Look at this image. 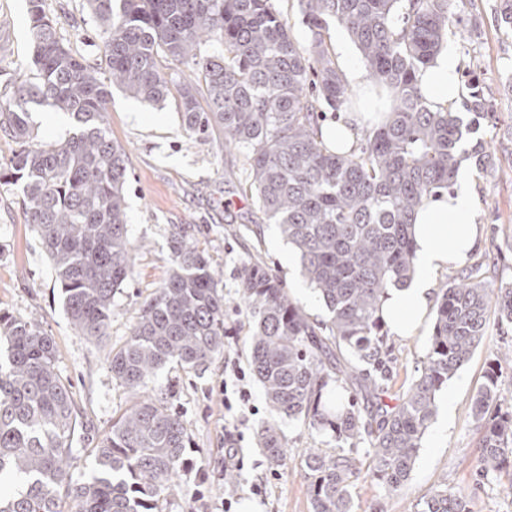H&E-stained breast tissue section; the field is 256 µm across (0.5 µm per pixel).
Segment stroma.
Masks as SVG:
<instances>
[{"instance_id": "35a3bbf8", "label": "stroma", "mask_w": 512, "mask_h": 512, "mask_svg": "<svg viewBox=\"0 0 512 512\" xmlns=\"http://www.w3.org/2000/svg\"><path fill=\"white\" fill-rule=\"evenodd\" d=\"M499 0H455L459 21L447 47L459 59L461 71H474L488 102L489 115L465 135L468 149L479 140L488 143L491 169L482 171L472 161L463 166L473 180V204L483 238L476 255H487L481 274L493 282L512 281V32L498 20ZM64 43L89 61L101 55V39L85 0H44ZM29 0H0V91L19 74L29 71ZM106 123L112 139L128 160L126 191L128 233L138 245L134 271L112 306L107 336L89 341L73 328L63 306L61 290L41 242L27 224L21 185H0V312L35 320L53 338L58 349L57 369L72 385L79 415L103 434L132 403L131 393L112 377L109 354L128 336L140 306L168 276V228L196 225L198 244L213 260L224 289L226 324L224 353L202 372L170 365L153 378V385L172 384L171 402L187 426L190 444L180 474L182 492L170 497L164 512H220L225 494L252 496V484H262L259 512H312L303 474V452L308 448L332 450L328 437L296 423L281 422L288 441L286 468L270 470L257 430L273 415L253 377L237 381L225 374V357L249 367V319L238 294L237 274L248 257L256 256L273 268L289 295L313 320L326 310L298 267L288 264L293 248L277 225L254 220V200L242 192L246 181L245 157L225 148L219 138L189 137L178 115L175 99L148 107L113 90ZM434 323L426 315L412 336H391L397 359L393 391H400L424 356ZM512 349V328L490 324L470 360L438 395L441 404L431 420L407 485L388 495L368 474L353 487L354 512H420L419 503L438 482L462 490L470 512H512V481L506 475L480 476L477 448L480 435L471 412L472 399L484 380L492 354ZM252 393L250 403L238 399L239 387ZM451 402L445 413L443 402ZM238 434L242 467L231 466L224 455V432Z\"/></svg>"}]
</instances>
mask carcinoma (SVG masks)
I'll list each match as a JSON object with an SVG mask.
<instances>
[{"mask_svg": "<svg viewBox=\"0 0 512 512\" xmlns=\"http://www.w3.org/2000/svg\"><path fill=\"white\" fill-rule=\"evenodd\" d=\"M453 0H298L307 28L300 43L273 0H86L102 35L90 63L57 36L30 0L35 76L0 95V132L18 149L0 179L23 186V206L61 288L65 311L88 340L107 335L112 302L131 278L136 246L126 213L128 167L105 123L112 85L148 106L177 101L186 132L245 153L255 218L277 224L300 254L301 275L328 313L313 323L281 278L259 260L243 263L241 300L252 318L249 363L274 414L330 435L339 451L307 450L304 475L313 512H352L362 469L389 494L409 480L437 397L481 343L490 321L512 326V282L494 284L471 266L436 301L429 345L408 386L389 409L360 398L384 392L391 345L382 303L414 274L411 232L425 199L450 188L471 124L435 106L417 76L448 41ZM355 43L366 77L394 95L381 125L346 154L318 135L327 110L353 93L330 48L329 21ZM219 49L208 52L206 46ZM192 65L194 79L165 69ZM463 100L474 118L487 100L474 82ZM71 115L76 131L38 139L32 112ZM468 157L490 166L480 140ZM191 224L168 231L170 273L143 303L130 335L110 355L112 378L138 400L83 448L87 429L71 386L56 368L52 337L29 319L0 313V512H163L179 488L187 428L171 390L143 391L169 364L201 371L224 353V292ZM482 432L481 472L506 473L512 489V395L495 367L473 400ZM258 442L270 469L284 465L288 442L266 423ZM87 471L75 474L77 462ZM421 512H470L466 495L441 483Z\"/></svg>", "mask_w": 512, "mask_h": 512, "instance_id": "cac0c4a2", "label": "carcinoma"}]
</instances>
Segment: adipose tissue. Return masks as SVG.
Here are the masks:
<instances>
[{
    "label": "adipose tissue",
    "mask_w": 512,
    "mask_h": 512,
    "mask_svg": "<svg viewBox=\"0 0 512 512\" xmlns=\"http://www.w3.org/2000/svg\"><path fill=\"white\" fill-rule=\"evenodd\" d=\"M459 61L442 50L419 75V87L433 104L448 106L458 97ZM415 272L408 287L392 288L382 304V317L400 336L413 334L426 316L438 271L462 263L482 238L476 222L471 178L460 173L455 186L426 200L414 215Z\"/></svg>",
    "instance_id": "adipose-tissue-1"
}]
</instances>
